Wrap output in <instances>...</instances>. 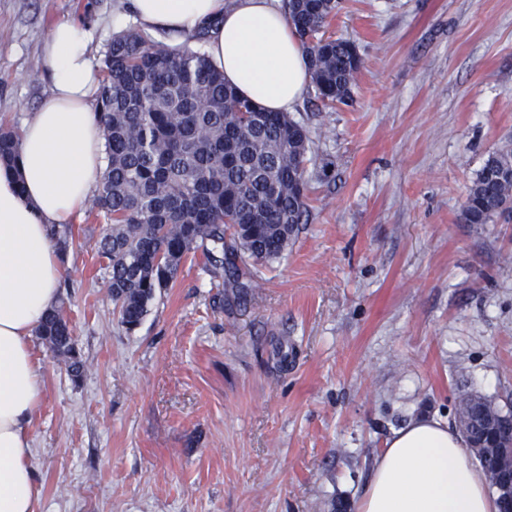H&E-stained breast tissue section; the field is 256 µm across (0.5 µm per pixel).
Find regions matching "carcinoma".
<instances>
[{
  "label": "carcinoma",
  "mask_w": 512,
  "mask_h": 512,
  "mask_svg": "<svg viewBox=\"0 0 512 512\" xmlns=\"http://www.w3.org/2000/svg\"><path fill=\"white\" fill-rule=\"evenodd\" d=\"M339 0H282L302 44L315 99L346 104L361 67L354 43L326 35ZM96 101L105 136L104 184L94 206L108 227L95 243L106 260L118 322L140 326L157 294L182 263L202 252L217 270L229 265L224 288L242 293L235 259L281 258L309 221L307 171L311 139L304 124L267 112L224 82L205 52L154 40L139 28L112 38L103 58ZM20 136L0 124V159H14ZM512 210V144L490 153L460 212L466 224H487ZM61 253L72 240L67 224L52 225ZM80 380L85 362L64 306L35 331ZM500 431L512 430V410L478 396L461 401Z\"/></svg>",
  "instance_id": "carcinoma-1"
}]
</instances>
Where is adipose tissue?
Instances as JSON below:
<instances>
[{"label": "adipose tissue", "instance_id": "adipose-tissue-1", "mask_svg": "<svg viewBox=\"0 0 512 512\" xmlns=\"http://www.w3.org/2000/svg\"><path fill=\"white\" fill-rule=\"evenodd\" d=\"M148 31L195 32L218 19L205 49L227 83L271 112L292 111L311 83L308 61L278 0H130ZM90 33L59 22L40 54L51 84L22 129L15 160L0 161V512H41L30 429L43 397L31 337L60 296L65 273L49 227L101 187L104 136ZM357 512H499L463 437L441 419L394 431L358 495Z\"/></svg>", "mask_w": 512, "mask_h": 512}]
</instances>
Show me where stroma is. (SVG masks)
<instances>
[{
    "label": "stroma",
    "instance_id": "1",
    "mask_svg": "<svg viewBox=\"0 0 512 512\" xmlns=\"http://www.w3.org/2000/svg\"><path fill=\"white\" fill-rule=\"evenodd\" d=\"M126 0H0V122L50 91L52 27H88L101 63ZM362 68L350 104L292 115L313 141L310 218L242 296L203 255L134 331L71 218L60 289L85 362L72 381L33 341L30 434L42 512H355L389 436L454 421L474 394L512 408V218L459 219L489 153L512 141V0H340L329 27Z\"/></svg>",
    "mask_w": 512,
    "mask_h": 512
}]
</instances>
